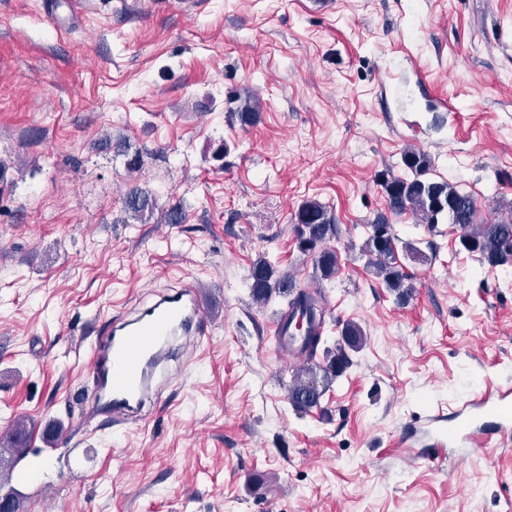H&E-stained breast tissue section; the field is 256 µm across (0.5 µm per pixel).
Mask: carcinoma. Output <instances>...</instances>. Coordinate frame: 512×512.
Wrapping results in <instances>:
<instances>
[{
  "label": "carcinoma",
  "instance_id": "1",
  "mask_svg": "<svg viewBox=\"0 0 512 512\" xmlns=\"http://www.w3.org/2000/svg\"><path fill=\"white\" fill-rule=\"evenodd\" d=\"M227 104V112L242 127L253 126L260 119L261 103L253 94L235 93ZM401 161L406 174L387 172L377 177L392 213L410 214L433 229L448 223V211L451 210L454 213L451 227L457 232L463 249L490 267L512 264V216L495 222L481 220L476 202L470 195L428 177L431 159L421 151L408 149L402 154ZM155 210L156 200L148 191L136 184L129 187L124 200V223H145L153 217ZM377 223L388 226L386 244L381 245L370 236L365 248L373 260L376 274L402 303L409 298L411 285L394 265L393 225L383 219ZM293 224L297 248L302 254L312 257L315 278L332 279L338 271V256L335 250L326 247V243L336 237L338 225L331 211L317 200H305L296 209ZM248 280L249 292L255 302L266 304L278 293L288 298L292 314L298 313L306 319L307 336L303 349L308 351V359H313L321 342L317 318L323 316V309L318 299L305 290L294 291L288 274L277 273L276 268L264 258L253 263ZM324 354L326 366L322 368V376H317L309 365L296 369L288 390V401L294 409L309 412L319 407L329 382L341 376L350 365L344 347L339 344L336 351L326 350ZM35 430L34 422L19 417L14 421L9 436L0 438V476L12 471L18 461L29 455Z\"/></svg>",
  "mask_w": 512,
  "mask_h": 512
}]
</instances>
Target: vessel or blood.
<instances>
[{
  "mask_svg": "<svg viewBox=\"0 0 512 512\" xmlns=\"http://www.w3.org/2000/svg\"><path fill=\"white\" fill-rule=\"evenodd\" d=\"M204 311L197 284L188 282L113 321L106 341L95 346L92 358L97 393L108 406L113 425L126 424L143 409L152 391L149 369L167 357L177 338H187L190 347H197L208 327ZM276 333L282 356H302V343L287 317H280ZM490 405V394L481 395L467 422L457 427L466 444L475 448L485 445L488 427L481 418Z\"/></svg>",
  "mask_w": 512,
  "mask_h": 512,
  "instance_id": "1",
  "label": "vessel or blood"
}]
</instances>
